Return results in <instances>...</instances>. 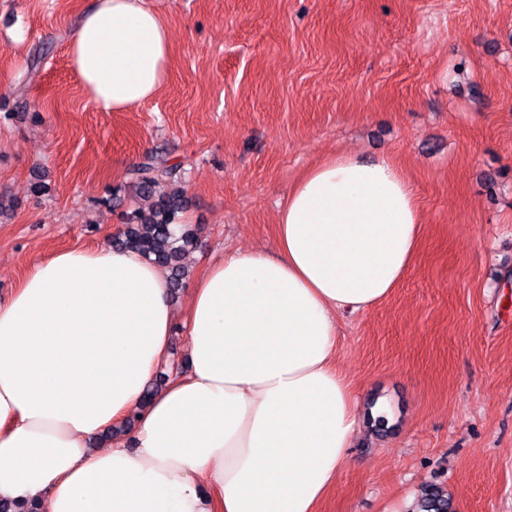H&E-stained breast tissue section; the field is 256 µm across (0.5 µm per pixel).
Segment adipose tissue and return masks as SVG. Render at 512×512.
Here are the masks:
<instances>
[{"instance_id":"obj_1","label":"adipose tissue","mask_w":512,"mask_h":512,"mask_svg":"<svg viewBox=\"0 0 512 512\" xmlns=\"http://www.w3.org/2000/svg\"><path fill=\"white\" fill-rule=\"evenodd\" d=\"M170 52L148 0H95L69 41L102 112L152 99ZM276 226L273 251L212 264L181 316L138 252L34 263L0 301V500L35 512H320L359 427L337 316L392 293L422 216L390 159L341 153L292 186ZM180 323L184 371L144 402ZM131 414L129 437L92 446Z\"/></svg>"}]
</instances>
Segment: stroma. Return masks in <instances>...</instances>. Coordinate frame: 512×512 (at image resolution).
Returning a JSON list of instances; mask_svg holds the SVG:
<instances>
[{"instance_id": "stroma-1", "label": "stroma", "mask_w": 512, "mask_h": 512, "mask_svg": "<svg viewBox=\"0 0 512 512\" xmlns=\"http://www.w3.org/2000/svg\"><path fill=\"white\" fill-rule=\"evenodd\" d=\"M92 2L0 0V300L56 251L113 246L144 157L179 167L197 237L179 311L213 261L273 247L309 167L389 158L420 248L387 299L339 316L337 364L392 431L360 426L321 512H408L429 482L453 512H512V0H150L167 80L125 112L69 63Z\"/></svg>"}]
</instances>
